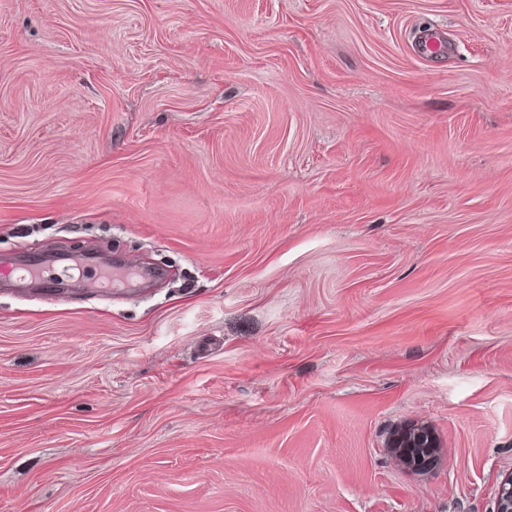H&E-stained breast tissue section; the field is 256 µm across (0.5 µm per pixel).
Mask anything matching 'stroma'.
Here are the masks:
<instances>
[{
  "label": "stroma",
  "instance_id": "35a3bbf8",
  "mask_svg": "<svg viewBox=\"0 0 512 512\" xmlns=\"http://www.w3.org/2000/svg\"><path fill=\"white\" fill-rule=\"evenodd\" d=\"M51 250L155 276L0 287V512H495L512 0H0V261Z\"/></svg>",
  "mask_w": 512,
  "mask_h": 512
}]
</instances>
